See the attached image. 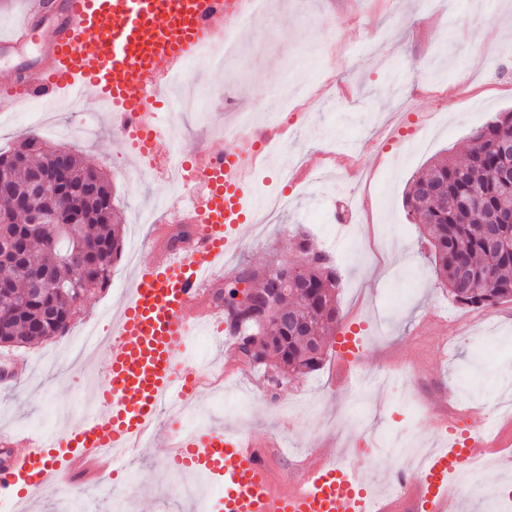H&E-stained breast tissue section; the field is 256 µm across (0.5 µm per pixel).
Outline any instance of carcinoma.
Segmentation results:
<instances>
[{"mask_svg":"<svg viewBox=\"0 0 512 512\" xmlns=\"http://www.w3.org/2000/svg\"><path fill=\"white\" fill-rule=\"evenodd\" d=\"M505 139L512 140V112H501L474 130L464 159H437L405 194L408 220L420 226L437 281L468 309L512 301V224L499 225L502 244L497 248L488 247L484 236L493 210L512 205V188L496 178L503 164L497 145ZM17 152L19 159L3 171L8 191L0 193V281L12 285L0 293V341L21 346L67 335L80 302L109 286L123 250V228L113 223L112 186L104 172L71 151L59 158L36 134L7 153L0 151V159ZM50 170L57 176L52 193L18 208L34 173ZM432 182L446 185L447 193L427 195L424 186ZM45 210L55 212V220L32 223L31 212ZM299 248L307 255L301 265L252 270L261 291L270 276L288 282L281 301L294 322L260 327L251 319L230 317L233 335L251 337L264 364L275 363L285 376L319 369L325 350L314 342L328 343L341 321L333 263L305 242ZM36 275L47 280L34 292L30 286Z\"/></svg>","mask_w":512,"mask_h":512,"instance_id":"carcinoma-1","label":"carcinoma"}]
</instances>
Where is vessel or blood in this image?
<instances>
[{"mask_svg":"<svg viewBox=\"0 0 512 512\" xmlns=\"http://www.w3.org/2000/svg\"><path fill=\"white\" fill-rule=\"evenodd\" d=\"M247 8L248 0H28L0 38V57L16 60L10 76L0 78V98L49 108L94 99L110 125L134 141L138 161L166 176L172 151L158 105L167 78L216 36L238 28ZM224 139V149L194 153L188 200L155 227L160 238L172 224L193 225V234L157 251L125 290L101 350L96 413L59 435L1 434L0 445L16 452L13 464L0 466L1 495H12L21 480L31 492L78 493L81 477L102 461L113 474L128 475L129 456L153 443L161 411L181 415L194 399L201 378L180 367L191 329L214 319L204 296L229 249L240 245L246 211L239 191L256 157L243 137L228 132ZM165 448L167 465L220 483L223 512H378L354 469L332 453L281 488L262 444L244 434L175 422ZM481 454L476 436L438 449L413 478L393 479L391 494L409 500L414 512H447L449 477Z\"/></svg>","mask_w":512,"mask_h":512,"instance_id":"b4317fda","label":"vessel or blood"}]
</instances>
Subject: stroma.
<instances>
[{"label":"stroma","instance_id":"stroma-1","mask_svg":"<svg viewBox=\"0 0 512 512\" xmlns=\"http://www.w3.org/2000/svg\"><path fill=\"white\" fill-rule=\"evenodd\" d=\"M264 13L236 31L242 54L221 69L200 57L191 82L204 89L234 82L230 97L203 96L196 109L176 115L185 155L225 146L224 128L240 117L279 110V92L307 66L310 78L328 73L325 104L300 103L285 135L287 149L258 172L248 201L275 190L283 206L262 229L241 226L234 270L302 260L298 237L325 249L327 215L345 212L348 239L336 241L334 267L341 315L319 370L278 378L272 368L239 357L236 344L198 334L187 355L190 369L211 362L224 375L187 408L188 417L249 433L274 444V475L317 464L325 448H350L351 465L367 489L383 496L388 479L415 465L390 449L365 447L355 427L365 418L380 433L394 432L419 447H441L448 434L479 433L487 448L478 480L496 498L512 501V482L495 487L512 456V418H496L498 401L512 393V302L489 309L461 308L435 279L429 250L417 225L408 221L405 192L415 175L434 160L463 157L469 137L498 113L512 111V0H451L436 10L431 0H267ZM96 102L80 111H42L32 105L9 112L0 123V149L29 133L46 136L53 124L93 119L98 133L74 136L66 147L107 174L115 221L125 238L151 241L159 201L175 205L169 183L138 165L123 136L99 115ZM291 166L299 176L282 181ZM133 273L126 260L112 268L108 288L95 291L76 309L73 330L90 320L112 328V311ZM361 339L354 363L343 364L339 338ZM71 335L0 347V363L20 361L27 369L14 386L0 388V432L41 419L50 432L78 423L89 399L87 370L62 363ZM131 484L124 489L139 512H182L162 497L174 484L164 462V442L134 455Z\"/></svg>","mask_w":512,"mask_h":512}]
</instances>
